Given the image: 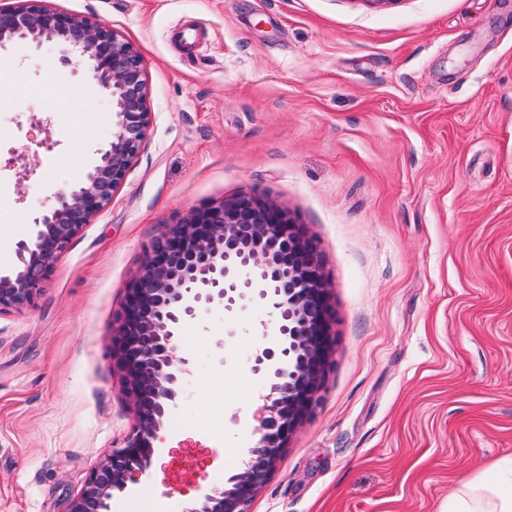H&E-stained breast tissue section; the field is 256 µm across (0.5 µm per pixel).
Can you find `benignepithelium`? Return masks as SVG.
I'll return each instance as SVG.
<instances>
[{
	"mask_svg": "<svg viewBox=\"0 0 512 512\" xmlns=\"http://www.w3.org/2000/svg\"><path fill=\"white\" fill-rule=\"evenodd\" d=\"M63 45L87 64L112 100V139L78 183L58 191L16 246L18 264L0 274V310L34 303L54 262L112 201L151 125L140 53L110 24L60 13L35 0L0 9L5 42ZM252 299L275 319L277 343L251 352L252 372L268 389L242 471L204 491L184 512H248L282 453L319 401L335 349L328 279L314 241L281 206L243 194L166 224L147 249L112 327V359L123 375L135 424L122 446L104 455L66 512H110L133 475L149 468L167 414L177 405L190 357L179 331L213 307L233 311Z\"/></svg>",
	"mask_w": 512,
	"mask_h": 512,
	"instance_id": "obj_1",
	"label": "benign epithelium"
}]
</instances>
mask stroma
Masks as SVG:
<instances>
[{"instance_id":"1","label":"stroma","mask_w":512,"mask_h":512,"mask_svg":"<svg viewBox=\"0 0 512 512\" xmlns=\"http://www.w3.org/2000/svg\"><path fill=\"white\" fill-rule=\"evenodd\" d=\"M143 58L152 125L34 306L0 312V512H65L135 423L112 324L193 209H287L329 274L336 345L249 512H448L512 459V0H44ZM61 49L0 47V272L97 164L111 102ZM195 392L111 512H182L252 447L262 302L185 324Z\"/></svg>"}]
</instances>
